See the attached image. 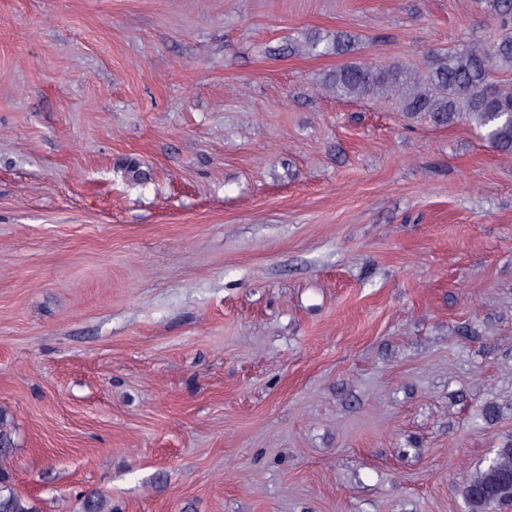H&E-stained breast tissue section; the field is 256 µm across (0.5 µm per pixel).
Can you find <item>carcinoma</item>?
Returning a JSON list of instances; mask_svg holds the SVG:
<instances>
[{"instance_id":"1","label":"carcinoma","mask_w":512,"mask_h":512,"mask_svg":"<svg viewBox=\"0 0 512 512\" xmlns=\"http://www.w3.org/2000/svg\"><path fill=\"white\" fill-rule=\"evenodd\" d=\"M499 21L494 38L486 43L464 44L434 55L426 70L415 71L403 63L372 65L348 62L327 78L326 88L338 99L365 96L392 97L410 117L424 116L439 126L467 120L486 130V139L504 156L512 155V85L495 80V74L512 71V0H488ZM351 37L339 33L325 52L350 51ZM13 441L0 414V512H41L36 501L16 492L10 473L1 463L12 453ZM512 443L498 449L488 467L465 490L470 512L512 503ZM82 512H112V505L95 495L82 500Z\"/></svg>"}]
</instances>
